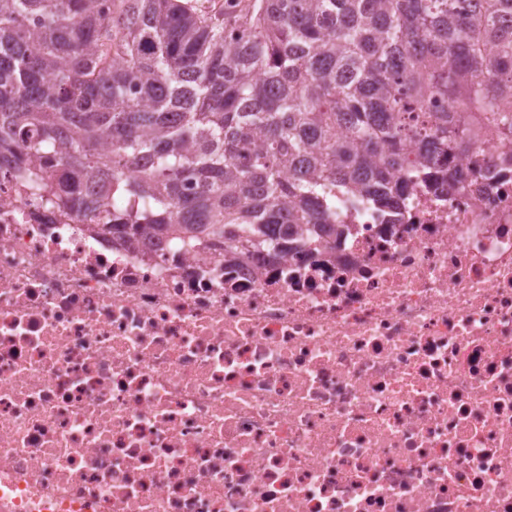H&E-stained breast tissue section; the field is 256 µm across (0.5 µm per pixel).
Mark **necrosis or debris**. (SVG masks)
<instances>
[{"instance_id": "1", "label": "necrosis or debris", "mask_w": 512, "mask_h": 512, "mask_svg": "<svg viewBox=\"0 0 512 512\" xmlns=\"http://www.w3.org/2000/svg\"><path fill=\"white\" fill-rule=\"evenodd\" d=\"M274 256L130 243L0 178L11 512H512V164Z\"/></svg>"}]
</instances>
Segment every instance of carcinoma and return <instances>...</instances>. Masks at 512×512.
Instances as JSON below:
<instances>
[{"instance_id":"1","label":"carcinoma","mask_w":512,"mask_h":512,"mask_svg":"<svg viewBox=\"0 0 512 512\" xmlns=\"http://www.w3.org/2000/svg\"><path fill=\"white\" fill-rule=\"evenodd\" d=\"M511 103L512 0H0V176L134 241L334 238Z\"/></svg>"}]
</instances>
